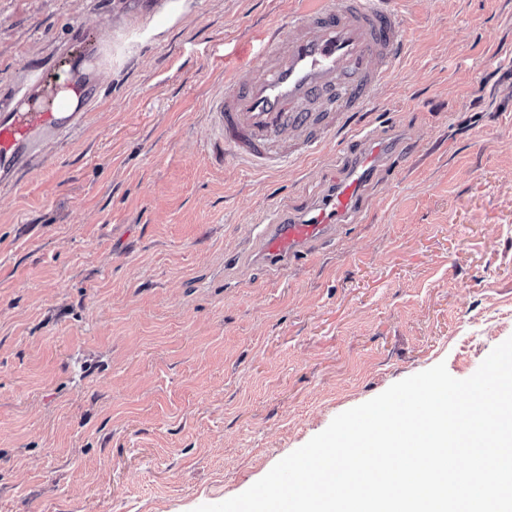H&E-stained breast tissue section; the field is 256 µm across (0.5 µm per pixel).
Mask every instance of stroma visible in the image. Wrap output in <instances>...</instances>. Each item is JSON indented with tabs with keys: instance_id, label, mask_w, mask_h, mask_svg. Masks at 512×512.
<instances>
[{
	"instance_id": "1",
	"label": "stroma",
	"mask_w": 512,
	"mask_h": 512,
	"mask_svg": "<svg viewBox=\"0 0 512 512\" xmlns=\"http://www.w3.org/2000/svg\"><path fill=\"white\" fill-rule=\"evenodd\" d=\"M0 0V106L53 46L111 41L85 127L0 187V512H193L332 419L512 337V0H403L362 115L388 146L364 212L270 272L254 236L334 187L336 143L216 160L225 73L309 0Z\"/></svg>"
}]
</instances>
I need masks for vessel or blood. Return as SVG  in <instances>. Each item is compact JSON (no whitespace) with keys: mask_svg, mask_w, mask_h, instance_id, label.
Wrapping results in <instances>:
<instances>
[{"mask_svg":"<svg viewBox=\"0 0 512 512\" xmlns=\"http://www.w3.org/2000/svg\"><path fill=\"white\" fill-rule=\"evenodd\" d=\"M286 35L268 37L258 62L238 66L208 107L214 140L226 155L258 171L318 154L368 111L404 47L403 16L394 0H313ZM112 65V47L74 56L62 82L33 75L18 107L0 113V181H11L43 147L80 128L98 99L97 74ZM364 152L335 190L306 215L261 224L266 261L282 268L309 242L330 241L337 226L362 211L369 176L382 153L372 133Z\"/></svg>","mask_w":512,"mask_h":512,"instance_id":"b4317fda","label":"vessel or blood"}]
</instances>
